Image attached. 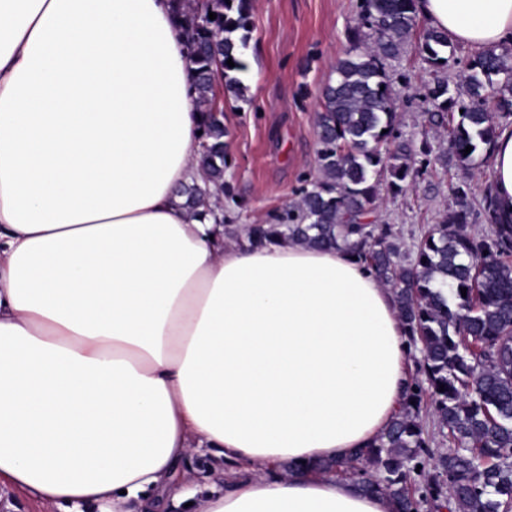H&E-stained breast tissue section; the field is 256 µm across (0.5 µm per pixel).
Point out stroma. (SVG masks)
I'll return each mask as SVG.
<instances>
[{"mask_svg": "<svg viewBox=\"0 0 512 512\" xmlns=\"http://www.w3.org/2000/svg\"><path fill=\"white\" fill-rule=\"evenodd\" d=\"M359 0H254L248 55L254 79L245 94L253 108L240 111L224 99L226 153L224 213L234 224H269L296 198L303 178L317 177L315 114L320 90L349 47ZM401 83L396 121L403 135L424 125V86L432 75L415 45L389 62ZM491 180L489 163L465 170L435 165L398 196L382 195L374 213L393 225L402 256H409L422 228L439 223L454 206L450 184H471L482 197Z\"/></svg>", "mask_w": 512, "mask_h": 512, "instance_id": "stroma-1", "label": "stroma"}]
</instances>
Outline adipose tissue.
<instances>
[{"mask_svg":"<svg viewBox=\"0 0 512 512\" xmlns=\"http://www.w3.org/2000/svg\"><path fill=\"white\" fill-rule=\"evenodd\" d=\"M477 52L512 0H419ZM189 43L170 0H0V478L73 512H135L204 452L193 512H395L346 460L413 366L390 289L344 249L228 241L200 178ZM512 219V124L491 154ZM224 464H218L210 455L192 454L186 457L180 465V471L185 475L187 485H194L192 479L195 476H208V480H200V485H215L224 487L222 470Z\"/></svg>","mask_w":512,"mask_h":512,"instance_id":"1","label":"adipose tissue"}]
</instances>
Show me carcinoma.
Wrapping results in <instances>:
<instances>
[{"mask_svg":"<svg viewBox=\"0 0 512 512\" xmlns=\"http://www.w3.org/2000/svg\"><path fill=\"white\" fill-rule=\"evenodd\" d=\"M172 6L191 42L193 102L203 116V184L187 183L180 195L189 213L204 207L214 214L209 199L224 191L228 167L226 130L215 115L218 93L223 88L252 105L235 76L250 48L252 0H204L197 7L173 0ZM418 15V0H360L351 48L321 91L320 176L304 181L299 201L276 222L252 224L247 233L252 241L289 237L314 248L342 245L391 288L408 345L417 352L389 428L352 458L312 469L347 475L360 492L393 500L398 512H512V222L500 219L487 191L478 214L491 233H472L473 192L457 184L451 188L457 208L421 233L404 263L392 225L370 221L381 177L399 194L431 163L427 132L418 148L396 125L387 69L409 42ZM417 49L434 72L425 125L448 131L440 161L470 169L488 158L500 119L512 115V59L485 52L468 61L461 71L465 100L445 76L456 52L448 34L428 27ZM429 416L448 447H429L423 424Z\"/></svg>","mask_w":512,"mask_h":512,"instance_id":"carcinoma-1","label":"carcinoma"}]
</instances>
